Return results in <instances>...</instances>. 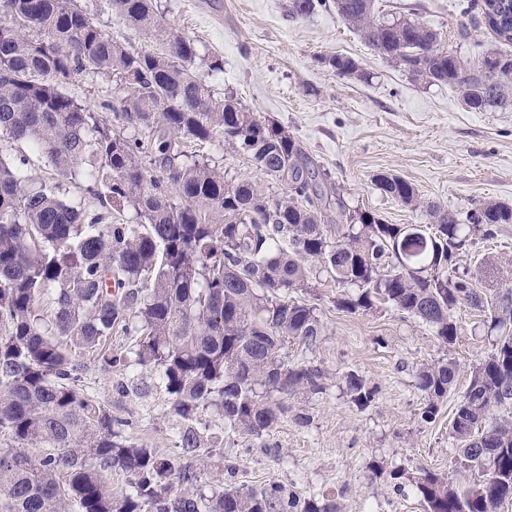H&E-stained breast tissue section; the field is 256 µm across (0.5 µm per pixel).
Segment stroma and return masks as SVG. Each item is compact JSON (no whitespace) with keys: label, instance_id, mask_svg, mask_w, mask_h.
<instances>
[{"label":"stroma","instance_id":"1","mask_svg":"<svg viewBox=\"0 0 512 512\" xmlns=\"http://www.w3.org/2000/svg\"><path fill=\"white\" fill-rule=\"evenodd\" d=\"M469 0H376L380 11L411 14L437 31L448 50L465 57L498 49L486 30L458 29ZM128 50L151 42L112 11L106 0H74ZM290 0H154L166 25L189 37L198 50L195 67L216 97H230L243 108L284 127L315 162L330 172L351 205L375 212L391 224H421L412 211L377 187L380 174L411 182L424 201L466 213L487 202L512 204V106L476 111L460 91L411 79L378 57L346 24L334 4L304 18L292 17ZM356 59L362 70L339 77L329 56ZM224 69L210 71L212 59ZM64 90L93 111L112 100L115 83L104 75L82 74ZM200 156L236 179H251L265 192L282 196L287 186L259 172L250 159L222 143L200 146ZM0 156L27 157L36 182L56 188L60 197L92 206L82 181L55 176L28 143H0ZM464 266L486 260L512 265V224L496 239L479 242L461 256ZM333 283L300 292L298 300L316 305L324 334L313 349L289 345L288 358L320 368L326 390L297 393L287 412L260 437L225 438L204 461V484L255 487L270 480L300 497L335 495L343 512H422L414 492L398 496L390 488L391 471L423 466L455 476L449 435L459 394L467 388L468 369L491 349L478 311L461 307L460 335L452 350L428 327L384 307L364 315L337 310ZM452 355L460 363L454 393L434 422L421 418L423 399L416 385L422 364ZM85 382L112 414L131 422L136 442L159 449L181 463L176 424L167 415L168 396L157 372L136 367L103 372L95 353L82 352ZM356 370L378 390L369 407L358 408L345 392L343 375ZM307 424H299L298 416ZM236 474H227L226 461Z\"/></svg>","mask_w":512,"mask_h":512}]
</instances>
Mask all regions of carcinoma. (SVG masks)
Returning <instances> with one entry per match:
<instances>
[{"mask_svg": "<svg viewBox=\"0 0 512 512\" xmlns=\"http://www.w3.org/2000/svg\"><path fill=\"white\" fill-rule=\"evenodd\" d=\"M135 30L165 50L133 53L73 0H0V139L27 141L61 178L83 179L100 207L88 211L34 187L26 158L0 159V512H340L336 498L302 500L285 485L215 487L205 493L194 464L224 437L261 436L287 412L284 397L325 391L321 369L288 363V344L317 345L324 325L313 305L290 298L326 275L336 308L366 314L380 305L427 326L446 348L461 330L460 305L482 313L491 352L469 371L450 437L460 479L419 467L390 473L393 492L415 489L424 512H504L512 505V287L489 292L457 263L474 240L512 224V205L483 203L465 219L421 201L415 186L379 175L392 199L429 217L389 224L353 207L284 127L232 99L214 97L191 71L189 38L167 29L154 0H110ZM325 0H291L304 17ZM376 0H335L336 10L375 53L411 77L463 93L486 111L512 104V51L472 62L420 21L380 16ZM477 26L512 44V0H481ZM339 77L360 71L328 58ZM80 74L114 79L108 121L63 87ZM224 140L256 169L288 184L269 196L248 179L188 154ZM155 165L166 179L154 177ZM138 222L114 224L112 207ZM118 334L135 337L123 352ZM102 366L153 367L168 394L186 459L174 464L126 436L83 384L81 351ZM461 372L451 357L421 365V419L432 422ZM352 401L376 388L344 375ZM223 422L212 433L201 414ZM128 485L112 490V472Z\"/></svg>", "mask_w": 512, "mask_h": 512, "instance_id": "cac0c4a2", "label": "carcinoma"}]
</instances>
